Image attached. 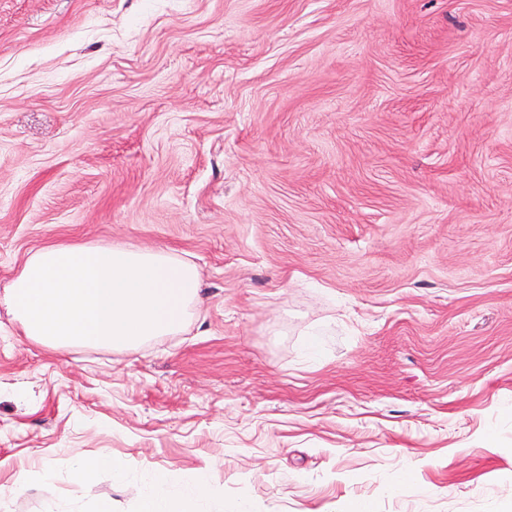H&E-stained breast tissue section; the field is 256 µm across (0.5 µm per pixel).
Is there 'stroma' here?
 Wrapping results in <instances>:
<instances>
[{
	"label": "stroma",
	"mask_w": 512,
	"mask_h": 512,
	"mask_svg": "<svg viewBox=\"0 0 512 512\" xmlns=\"http://www.w3.org/2000/svg\"><path fill=\"white\" fill-rule=\"evenodd\" d=\"M84 244L205 300L133 352L0 307V512H512V0H0V289ZM101 471H110L114 476L123 478L120 463L105 455L81 460L73 469L72 478L74 480L87 481ZM188 488L186 495L171 492V479L166 474L153 473L150 483L143 488L140 497V512H184L187 500L209 498L214 486L206 471H197L183 476Z\"/></svg>",
	"instance_id": "35a3bbf8"
}]
</instances>
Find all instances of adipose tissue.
<instances>
[{
  "instance_id": "adipose-tissue-1",
  "label": "adipose tissue",
  "mask_w": 512,
  "mask_h": 512,
  "mask_svg": "<svg viewBox=\"0 0 512 512\" xmlns=\"http://www.w3.org/2000/svg\"><path fill=\"white\" fill-rule=\"evenodd\" d=\"M202 275L184 254L107 246L49 247L29 254L4 292L23 336L47 348L134 351L181 332L202 303ZM186 496L168 475L153 474L140 512H184L187 500L211 497L207 472L184 475Z\"/></svg>"
}]
</instances>
